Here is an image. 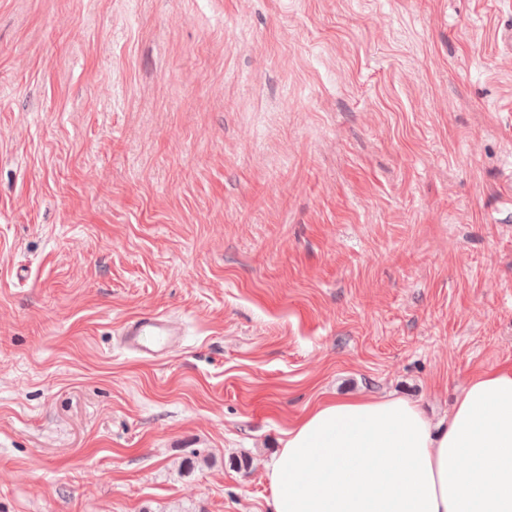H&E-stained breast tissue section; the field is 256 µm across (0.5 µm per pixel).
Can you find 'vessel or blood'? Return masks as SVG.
<instances>
[{
  "label": "vessel or blood",
  "instance_id": "b4317fda",
  "mask_svg": "<svg viewBox=\"0 0 512 512\" xmlns=\"http://www.w3.org/2000/svg\"><path fill=\"white\" fill-rule=\"evenodd\" d=\"M120 336L129 351L156 360L181 343L183 331L163 314L141 312L123 323Z\"/></svg>",
  "mask_w": 512,
  "mask_h": 512
}]
</instances>
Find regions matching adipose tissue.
Wrapping results in <instances>:
<instances>
[{
    "label": "adipose tissue",
    "mask_w": 512,
    "mask_h": 512,
    "mask_svg": "<svg viewBox=\"0 0 512 512\" xmlns=\"http://www.w3.org/2000/svg\"><path fill=\"white\" fill-rule=\"evenodd\" d=\"M266 476L272 512H512V369L475 375L444 423L405 399H324Z\"/></svg>",
    "instance_id": "adipose-tissue-1"
}]
</instances>
